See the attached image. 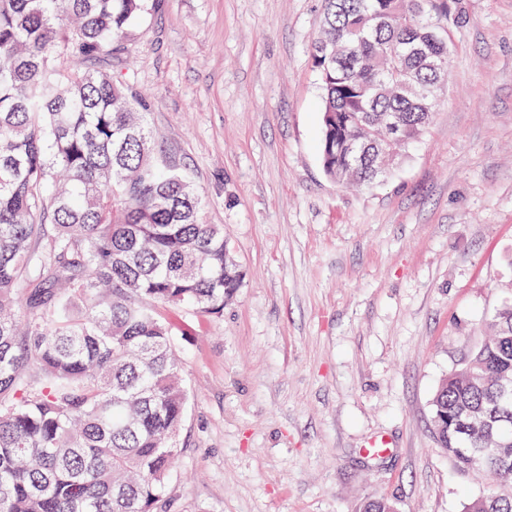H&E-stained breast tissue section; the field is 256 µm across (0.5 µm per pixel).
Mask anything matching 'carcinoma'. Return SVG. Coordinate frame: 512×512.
<instances>
[{
	"instance_id": "1",
	"label": "carcinoma",
	"mask_w": 512,
	"mask_h": 512,
	"mask_svg": "<svg viewBox=\"0 0 512 512\" xmlns=\"http://www.w3.org/2000/svg\"><path fill=\"white\" fill-rule=\"evenodd\" d=\"M311 44L321 162L345 186L386 174L430 124L405 82L445 77L448 0H323ZM149 0H0V512H168L188 392L164 308L219 315L245 279L224 225L147 122L149 100L105 62ZM367 153L357 166L346 145ZM512 302L434 391L439 447L473 476L512 481ZM472 412L487 425L461 430ZM360 512H396L368 499ZM464 512H512L494 488Z\"/></svg>"
}]
</instances>
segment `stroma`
Returning <instances> with one entry per match:
<instances>
[{
  "label": "stroma",
  "instance_id": "1",
  "mask_svg": "<svg viewBox=\"0 0 512 512\" xmlns=\"http://www.w3.org/2000/svg\"><path fill=\"white\" fill-rule=\"evenodd\" d=\"M452 8L431 124L360 188L322 169L321 0H157L113 55L246 273L223 314H170L171 512H463L486 490L438 448L431 396L512 301V0Z\"/></svg>",
  "mask_w": 512,
  "mask_h": 512
}]
</instances>
